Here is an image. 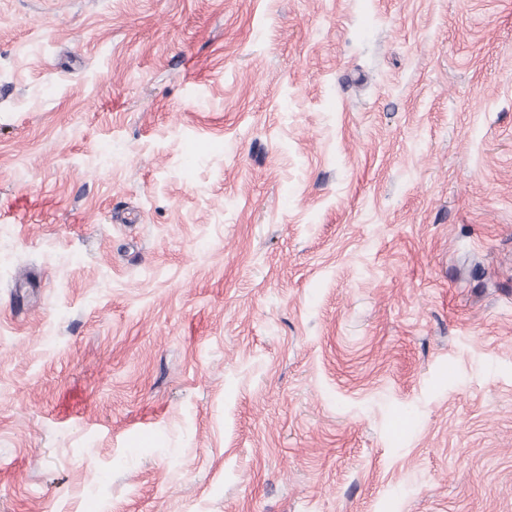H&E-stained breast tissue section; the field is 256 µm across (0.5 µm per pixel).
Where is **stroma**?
Instances as JSON below:
<instances>
[{
    "mask_svg": "<svg viewBox=\"0 0 512 512\" xmlns=\"http://www.w3.org/2000/svg\"><path fill=\"white\" fill-rule=\"evenodd\" d=\"M0 512H512V0H0Z\"/></svg>",
    "mask_w": 512,
    "mask_h": 512,
    "instance_id": "35a3bbf8",
    "label": "stroma"
}]
</instances>
